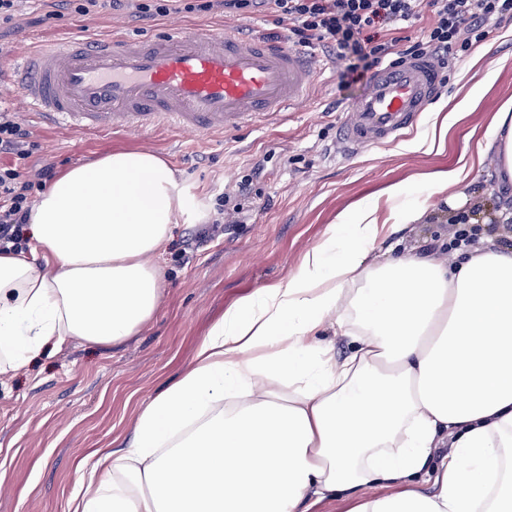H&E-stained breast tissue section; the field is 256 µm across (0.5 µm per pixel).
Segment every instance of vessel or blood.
Wrapping results in <instances>:
<instances>
[{
  "mask_svg": "<svg viewBox=\"0 0 512 512\" xmlns=\"http://www.w3.org/2000/svg\"><path fill=\"white\" fill-rule=\"evenodd\" d=\"M321 71L313 54L283 40L245 39L228 25L202 33L170 24L144 39L116 30L92 42L76 35L41 45L0 65V88L17 92L44 123L73 131L210 134L305 103ZM442 86L424 56L377 68L344 109L341 154L354 158L401 138Z\"/></svg>",
  "mask_w": 512,
  "mask_h": 512,
  "instance_id": "obj_1",
  "label": "vessel or blood"
}]
</instances>
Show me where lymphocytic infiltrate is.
I'll return each instance as SVG.
<instances>
[{"mask_svg":"<svg viewBox=\"0 0 512 512\" xmlns=\"http://www.w3.org/2000/svg\"><path fill=\"white\" fill-rule=\"evenodd\" d=\"M253 0H141L148 17L171 12L210 13L248 9ZM288 23L294 45L323 46L336 61L355 53L366 68L428 56L440 66L483 43L491 25L512 20V0H265ZM426 20L421 40L404 33L405 24ZM38 148L19 113L0 104V250L21 246L34 191L55 177L53 165H37Z\"/></svg>","mask_w":512,"mask_h":512,"instance_id":"f902f5d3","label":"lymphocytic infiltrate"}]
</instances>
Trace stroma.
I'll list each match as a JSON object with an SVG mask.
<instances>
[{"instance_id":"stroma-1","label":"stroma","mask_w":512,"mask_h":512,"mask_svg":"<svg viewBox=\"0 0 512 512\" xmlns=\"http://www.w3.org/2000/svg\"><path fill=\"white\" fill-rule=\"evenodd\" d=\"M44 0H28L22 16L0 29V58L11 59L21 33L34 40L65 39L75 31L94 37L121 27L132 37H147L162 18L141 19L134 7L124 13L65 15L51 18ZM193 27L233 25L244 35L288 37L267 7L237 16L222 11L182 13ZM482 61L466 56L450 63L449 81L417 125L399 140L347 159L336 148L340 107L363 88L348 68L357 57L336 63L323 47L311 51L325 72L307 103L284 117L262 116L253 125L224 135L190 138L164 128L145 133H76L37 119L25 123L40 145L34 159L56 170L92 160L115 148H144L165 158L189 187L200 218L179 223L174 239L157 258L161 303L140 330L117 344L70 340L43 353L27 368L0 377V512H70V500L90 449L120 447L132 433L139 407L172 383L191 363L213 321L251 291L285 282L301 256L319 242L340 214L359 203L377 205L387 214L385 188L405 183L406 202L426 201L425 217L400 231L405 253L433 250L448 240L451 211L442 194H427L420 178L437 169L472 160L464 183L471 204L485 210L501 205L495 149L475 157L477 141H488L499 106L512 99V22L492 26L479 46ZM486 83L472 111L453 115L451 107L481 80ZM447 124L443 147L432 144L440 124ZM253 178L255 193L239 223L214 231L208 220L216 197L242 176ZM204 234L190 250L188 238Z\"/></svg>"}]
</instances>
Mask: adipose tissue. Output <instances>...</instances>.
I'll use <instances>...</instances> for the list:
<instances>
[{
    "mask_svg": "<svg viewBox=\"0 0 512 512\" xmlns=\"http://www.w3.org/2000/svg\"><path fill=\"white\" fill-rule=\"evenodd\" d=\"M197 216L150 151L60 174L29 252L0 250V374L136 334L161 301L154 257ZM381 230L377 207L339 216L286 282L229 306L127 447L90 451L74 512H309L339 494L350 512H512V251L481 236L453 266Z\"/></svg>",
    "mask_w": 512,
    "mask_h": 512,
    "instance_id": "obj_1",
    "label": "adipose tissue"
}]
</instances>
